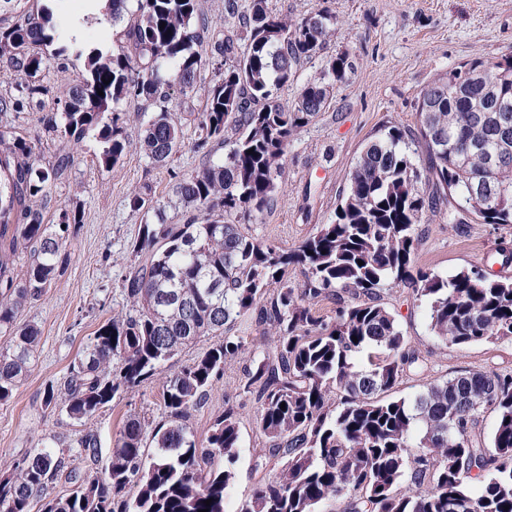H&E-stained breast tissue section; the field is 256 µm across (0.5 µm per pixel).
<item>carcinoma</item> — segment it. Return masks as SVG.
<instances>
[{"label":"carcinoma","instance_id":"cac0c4a2","mask_svg":"<svg viewBox=\"0 0 512 512\" xmlns=\"http://www.w3.org/2000/svg\"><path fill=\"white\" fill-rule=\"evenodd\" d=\"M29 2L0 0V63L18 75L0 96V113L28 112L35 98L53 95L56 111L43 125L59 148L44 166L35 140L0 126V241L31 255L19 280L0 255V333L11 337L0 352V401L30 371L39 340L17 315L51 287L66 260L65 235L82 222L78 201L55 226L34 207L50 205L53 187L68 178L73 145L92 137L100 164L116 166L129 147L127 104L141 101L153 107L136 113L145 157L165 165L192 124L201 165L175 175L171 216L151 186L129 193L144 223L122 280L126 309L98 329L61 392L51 386L45 398L83 421L163 376L167 423L151 435L154 453L145 454V425L130 418L104 473L81 476L51 499L43 494L66 467L64 453H29L0 481V512H31L37 497L40 512H231L239 419L224 410L202 447L188 420L232 360L242 362L239 389L255 405L262 437L252 493L236 512H512V374L474 367L411 399L387 397L426 363L382 296L387 287L411 289L448 346L512 338L511 277L476 267L442 277L415 261L420 224L442 198L450 224L464 225L460 212L512 224V53L434 80L420 97L416 131L390 126L369 141L334 219L288 249L252 235L239 216L277 206L290 141L330 107L335 84L354 69L340 51L292 103L279 99L335 34L329 11L286 19L268 0H224L235 26L221 33L199 0H112V45L89 50L59 31L57 5L34 13ZM69 53L85 57L87 77L53 92L42 75ZM209 67L215 80L202 111H172L174 100L197 94ZM290 267L303 270L302 282L288 279ZM326 300L335 305L328 321L315 309ZM250 314L270 338L260 350L232 334ZM203 338L211 340L206 351L163 375L166 362ZM484 413L496 417L489 437L479 427ZM77 448L98 457L91 432ZM130 485L138 488L131 498Z\"/></svg>","mask_w":512,"mask_h":512}]
</instances>
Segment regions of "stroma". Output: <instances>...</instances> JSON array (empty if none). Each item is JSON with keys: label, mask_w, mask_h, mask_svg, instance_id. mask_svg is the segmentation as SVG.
I'll use <instances>...</instances> for the list:
<instances>
[{"label": "stroma", "mask_w": 512, "mask_h": 512, "mask_svg": "<svg viewBox=\"0 0 512 512\" xmlns=\"http://www.w3.org/2000/svg\"><path fill=\"white\" fill-rule=\"evenodd\" d=\"M269 6L274 13L291 17L317 9L336 17L335 37L298 71L294 83L280 90L282 103L292 102L299 85L319 71L326 56L346 49L355 57V69L336 84L330 108L300 129L290 143L277 206L262 221L250 224L252 234L286 248L298 246L319 225L333 219L350 171L380 129H415L419 98L439 74L474 60L496 61L512 52V0H269ZM53 109L54 100L48 96L30 112L0 113V124L39 136L40 156L48 163L59 141L45 131L42 117ZM128 134L131 144L123 162L109 170L97 162L99 145L94 139L79 146L68 179L55 187L53 202L43 212L45 223L54 224L65 203L76 197L82 201L83 219L70 227L65 242L68 262L52 288L18 315L19 322L35 325L40 336L32 371L10 400L0 402V463L12 466L44 445L66 449L67 470L48 488L52 497L70 492V472L88 471L89 461L73 447L86 430L97 434L99 462L104 465L127 419L139 417L153 427L166 421L156 378L122 393L88 425L45 403L46 389L62 387L96 331L126 305L121 281L141 222L140 214L127 205L129 191L148 184L159 200H171L174 173L200 163L199 154L186 146L167 166L151 165L136 146L137 122H130ZM423 229L417 262L441 275L484 265L501 272L500 264L489 265L485 259L494 256L499 246L512 248V225L485 224L472 214L460 231L449 224L447 210L430 212ZM384 299L428 366L426 375L403 380L393 389V397L413 398L424 385L464 368L512 373V340L448 347L433 336L425 304L413 301L407 288H392ZM241 376L238 363H227L205 405L189 418L202 444L225 408L237 413L241 430L238 482L233 491L237 502L252 491L250 468L261 441L255 406L237 389Z\"/></svg>", "instance_id": "obj_1"}]
</instances>
